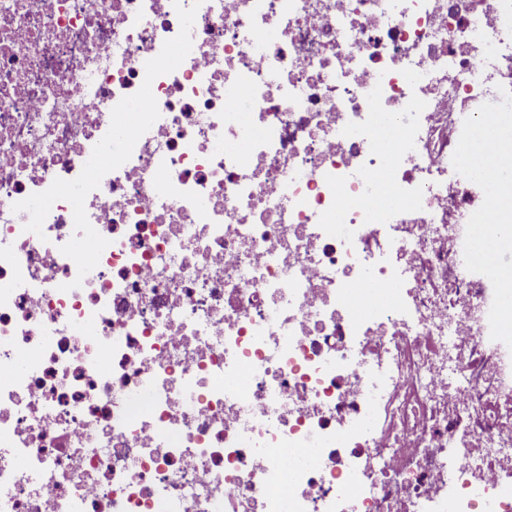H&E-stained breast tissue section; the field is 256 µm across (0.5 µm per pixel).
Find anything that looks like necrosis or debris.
<instances>
[{"mask_svg": "<svg viewBox=\"0 0 512 512\" xmlns=\"http://www.w3.org/2000/svg\"><path fill=\"white\" fill-rule=\"evenodd\" d=\"M480 156L512 0H0V512H512Z\"/></svg>", "mask_w": 512, "mask_h": 512, "instance_id": "necrosis-or-debris-1", "label": "necrosis or debris"}]
</instances>
